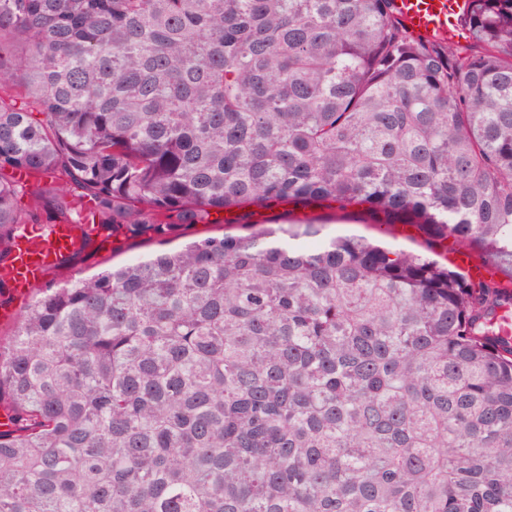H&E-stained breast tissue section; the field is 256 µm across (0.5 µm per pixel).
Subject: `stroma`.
Wrapping results in <instances>:
<instances>
[{
    "instance_id": "stroma-1",
    "label": "stroma",
    "mask_w": 512,
    "mask_h": 512,
    "mask_svg": "<svg viewBox=\"0 0 512 512\" xmlns=\"http://www.w3.org/2000/svg\"><path fill=\"white\" fill-rule=\"evenodd\" d=\"M230 221L217 224H181L170 233L154 231L140 234L126 229L97 226L84 249L64 266L51 270L46 285L57 287L113 266H122L134 258H142L162 249H175L183 243L219 237L224 234H246L256 224L322 225L327 237L356 234L373 241L445 260L444 240L436 237L428 225L402 213H383L368 205L356 204L338 208L333 203L283 202L268 209L256 207L232 210Z\"/></svg>"
}]
</instances>
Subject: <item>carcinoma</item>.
<instances>
[{
    "label": "carcinoma",
    "mask_w": 512,
    "mask_h": 512,
    "mask_svg": "<svg viewBox=\"0 0 512 512\" xmlns=\"http://www.w3.org/2000/svg\"><path fill=\"white\" fill-rule=\"evenodd\" d=\"M470 2L459 56L393 0H0V266L42 203L162 231L285 201L512 266V0ZM511 315L317 224L41 285L0 338V512H512Z\"/></svg>",
    "instance_id": "carcinoma-1"
}]
</instances>
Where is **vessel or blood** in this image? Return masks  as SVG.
<instances>
[{"label": "vessel or blood", "instance_id": "obj_1", "mask_svg": "<svg viewBox=\"0 0 512 512\" xmlns=\"http://www.w3.org/2000/svg\"><path fill=\"white\" fill-rule=\"evenodd\" d=\"M398 17L412 32L424 35L459 36L461 20L469 10V0H394ZM83 227L54 224L46 230H31L11 244V259L0 268L15 290L32 291L46 274L64 265L80 246Z\"/></svg>", "mask_w": 512, "mask_h": 512}]
</instances>
